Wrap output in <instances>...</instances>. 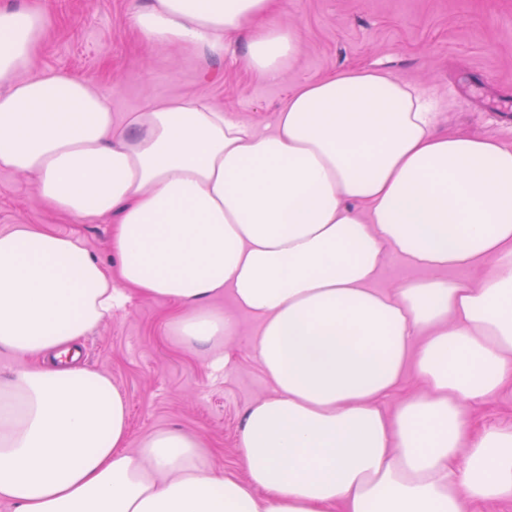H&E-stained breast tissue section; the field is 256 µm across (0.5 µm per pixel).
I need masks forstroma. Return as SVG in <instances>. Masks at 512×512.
<instances>
[{
    "label": "stroma",
    "mask_w": 512,
    "mask_h": 512,
    "mask_svg": "<svg viewBox=\"0 0 512 512\" xmlns=\"http://www.w3.org/2000/svg\"><path fill=\"white\" fill-rule=\"evenodd\" d=\"M145 0H49L46 42L36 68L93 80L109 96L115 119L148 100L202 97L239 119L272 122L294 85L365 67L424 89L440 106V130L461 129L512 140V0H280L277 22L300 31L297 62L278 78L250 72L242 46L204 59L179 47H145L131 15ZM37 224L82 238L111 262L109 221L78 222L54 214L23 174L0 169V230ZM216 306L235 314L237 330L218 347L190 350L171 331L177 305L131 295L79 346L87 367L124 394L132 443L157 430L199 436L207 462L237 469L246 410L271 392L250 342L258 323L231 296Z\"/></svg>",
    "instance_id": "stroma-1"
}]
</instances>
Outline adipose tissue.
I'll return each mask as SVG.
<instances>
[{"label":"adipose tissue","mask_w":512,"mask_h":512,"mask_svg":"<svg viewBox=\"0 0 512 512\" xmlns=\"http://www.w3.org/2000/svg\"><path fill=\"white\" fill-rule=\"evenodd\" d=\"M278 0H146L150 45L218 55L241 42L277 78L301 49ZM45 0L0 9V168L58 215L117 221L115 265L75 235L0 232V500L13 512H494L512 502V421L468 410L512 395V143L434 129L411 85L370 69L293 86L272 130L197 97L115 120L88 79L33 70ZM433 270L389 292V255ZM461 267L472 278L440 271ZM175 300L190 348L258 322L272 393L251 405L239 473L175 430L131 447L128 407L64 362L130 292ZM418 389L395 410L406 371ZM400 393V392H399Z\"/></svg>","instance_id":"ef3b65f1"}]
</instances>
